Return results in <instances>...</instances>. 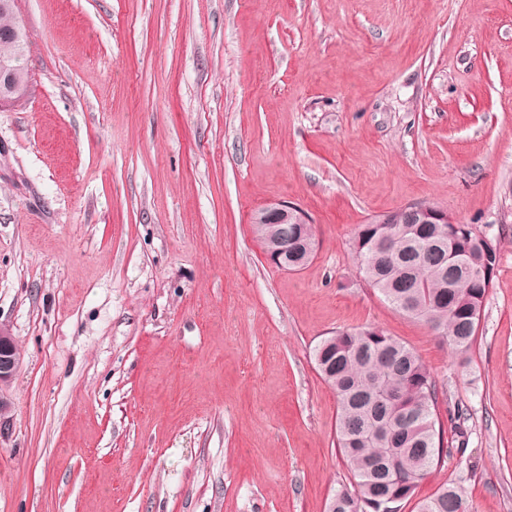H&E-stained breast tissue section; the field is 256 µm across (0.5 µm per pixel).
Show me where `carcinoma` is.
<instances>
[{"instance_id":"cac0c4a2","label":"carcinoma","mask_w":512,"mask_h":512,"mask_svg":"<svg viewBox=\"0 0 512 512\" xmlns=\"http://www.w3.org/2000/svg\"><path fill=\"white\" fill-rule=\"evenodd\" d=\"M0 44L19 63L28 52L14 0H0ZM388 215V224L357 225L352 247L359 275L455 353H469L497 271V246L481 240L469 224H415L401 208ZM253 230L265 248L288 237L282 264L290 271L315 256L312 224H255ZM314 362L336 395L337 446L353 478L352 488L333 495L328 512H387L412 498L447 456L439 389L430 370L405 344L367 326L323 338ZM418 512H471V504L450 483L419 502Z\"/></svg>"}]
</instances>
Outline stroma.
I'll list each match as a JSON object with an SVG mask.
<instances>
[{
	"label": "stroma",
	"mask_w": 512,
	"mask_h": 512,
	"mask_svg": "<svg viewBox=\"0 0 512 512\" xmlns=\"http://www.w3.org/2000/svg\"><path fill=\"white\" fill-rule=\"evenodd\" d=\"M0 108V512H327L350 481L315 345L372 325L439 386L442 485L512 512V0H16ZM316 228L297 272L251 216ZM436 205L498 245L464 356L355 269ZM12 32H16V39L11 41ZM0 44L3 45L4 56H19V73L27 80L28 70L22 60L28 52V36L16 15L14 0H0ZM258 221L273 223L252 224L264 251L288 232L287 243L273 244L270 247L268 258L271 261H282V264L288 267L287 271H296L314 258L317 246L315 226L308 213L298 205L287 201L268 204L262 208V216ZM286 254L288 258L284 256ZM299 260L300 262L296 264ZM20 353L8 330L0 325V387L12 380L20 366Z\"/></svg>",
	"instance_id": "obj_1"
}]
</instances>
